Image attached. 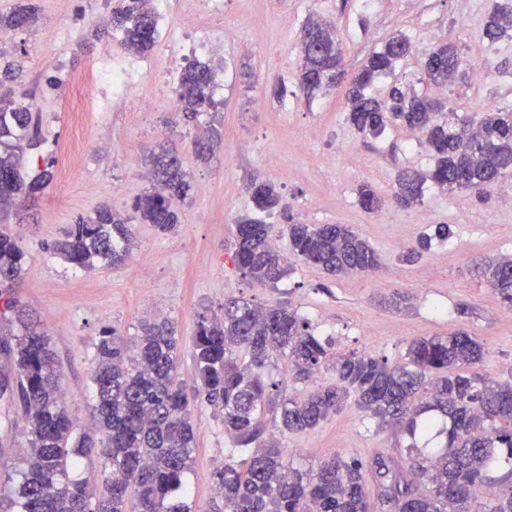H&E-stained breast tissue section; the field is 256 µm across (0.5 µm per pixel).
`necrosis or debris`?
<instances>
[{
    "label": "necrosis or debris",
    "instance_id": "obj_1",
    "mask_svg": "<svg viewBox=\"0 0 512 512\" xmlns=\"http://www.w3.org/2000/svg\"><path fill=\"white\" fill-rule=\"evenodd\" d=\"M182 5L185 12L196 16L195 25L178 22L167 0H151L158 38L174 50L167 66H158L148 58L128 56L115 48L80 75L62 72L61 80L69 92L63 109L69 112L73 126H82L88 112L106 116L129 108L137 112L155 111L159 100L145 91L148 75L157 74L166 87H173L179 82L187 58L197 52L214 51L224 40L232 38L233 28L216 32L206 24L207 19L223 14L224 0H182Z\"/></svg>",
    "mask_w": 512,
    "mask_h": 512
}]
</instances>
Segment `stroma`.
I'll return each mask as SVG.
<instances>
[{"label": "stroma", "mask_w": 512, "mask_h": 512, "mask_svg": "<svg viewBox=\"0 0 512 512\" xmlns=\"http://www.w3.org/2000/svg\"><path fill=\"white\" fill-rule=\"evenodd\" d=\"M76 0H35L37 23L17 31L13 58L26 74L16 94L42 102L41 140L26 149L22 166L33 177L56 160L55 147L74 135L67 113L59 109L63 85L49 87L53 65L64 60L81 73L112 47L111 11L88 7L76 11ZM493 0H376L361 9L358 0H224V22L237 38L209 56L224 77V94L198 122L186 121L179 108L114 112L107 119L90 116L85 123L81 171L70 180L54 176L40 194L9 217L27 250V265L17 290L20 306L42 324L62 374V391L78 431L92 425L90 377L94 345L102 332L116 329L133 343L143 321L163 315L180 339L178 376L187 389L198 383L191 348L198 313L221 312L224 301L242 297L257 303L289 302L315 334L331 335L341 352L363 351L392 362L403 361L409 342L420 336L463 329L485 347L474 372L495 379L512 371V308L502 304L481 275L482 263L512 255V208L500 197L512 194V178L497 182L487 198L467 190L424 187L419 209L391 205L401 168L429 170L434 159L416 147L415 132L403 125L387 127L376 138L359 135L346 121L344 89L278 97L277 81L293 83L301 66L300 30L312 16L332 21L344 54L347 75H355L368 54L396 32L407 35L413 56L396 70L400 87L427 92L420 80L424 54L450 40L463 59L464 76L449 85L444 101L461 114L481 112L486 101L512 107V41L488 42L483 35ZM78 12L75 38L66 44L47 42L43 34L60 15ZM493 61L492 73L477 81L473 68L481 58ZM223 134L220 149L200 160L193 140L203 126ZM174 148L190 174L191 191L175 201L180 224L162 233L135 219L134 200L151 187L144 178L158 144ZM137 155L136 163L123 159ZM274 181L284 213L270 222L273 240L287 250L290 224H345L365 238L381 257V268L337 280L296 257L277 284L261 285L240 275L231 261L236 221L254 216L244 186ZM369 185L387 205L381 214L364 211L360 185ZM103 205L129 216L133 231L131 257L119 268L84 270L48 253L46 243L60 237L80 218ZM446 224L448 241L433 243L415 262L400 259L403 245ZM208 274L199 277L198 266ZM151 290H144L143 282ZM407 303L394 305L393 293ZM197 430L192 471L187 476L193 512H224L213 471L223 466L230 440L222 417L207 404H194ZM264 439L287 449V459L303 471L337 455L371 461L398 457L401 435L377 430L374 420L354 405L304 433L270 425ZM28 454L26 423L10 395L0 393V492L11 493L13 477Z\"/></svg>", "instance_id": "obj_1"}]
</instances>
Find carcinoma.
<instances>
[{
  "mask_svg": "<svg viewBox=\"0 0 512 512\" xmlns=\"http://www.w3.org/2000/svg\"><path fill=\"white\" fill-rule=\"evenodd\" d=\"M37 20L35 8L19 5L0 14V29L24 30ZM112 29L121 48L149 54L157 43L152 15L139 0H123L112 12ZM512 31V0H494L485 36L497 42ZM302 64L297 89L306 98L342 84L345 71L336 28L309 18L300 32ZM412 52L399 32L364 61L344 94L346 121L365 136H378L391 119L417 131L435 158L428 172H398L393 201L410 208L422 200L430 181L448 191L471 190L482 196L500 179L512 176V109L496 108L479 118H458L425 95L391 88L388 99L370 94L375 79L391 75ZM461 59L456 45L442 42L426 52L423 81L440 88L452 83ZM16 61L0 57V86L20 79ZM213 70L195 62L181 73L177 88L184 116L197 121L205 105ZM41 128L31 104L10 91L0 95V221L35 197L50 180L48 163L31 180L21 171L23 145L36 146ZM204 157L220 146L219 131L209 127L195 140ZM152 189L137 197L134 210L144 224L162 232L179 223L171 200L191 190L177 153L163 150L150 162ZM256 210L271 215L281 206L275 185L250 186ZM368 213L384 201L368 186L359 188ZM129 218L108 207L70 226L46 250L68 263L93 269L103 262L126 265L131 246ZM272 225L242 218L235 224L234 266L245 277L275 284L287 273L288 259L276 249ZM289 249L327 275L345 278L376 271L377 252L345 224H288ZM451 230L436 227L408 246L401 261H416L432 239L448 240ZM26 250L21 237L0 231V321L11 313L10 329L0 333V351L14 361L18 390L13 400L29 428V453L21 481L0 512H192L183 488L196 447L189 397L177 379L178 341L166 320L145 323L134 357L115 331L95 345L91 375L92 428L74 435V421L61 391V373L50 341L36 321L19 307L15 288L23 279ZM487 283L512 307V255L484 268ZM336 340L311 331L307 319L286 302L257 305L241 298L224 300L222 315L200 313L192 358L201 381L197 395L222 414L224 466L213 472L224 498V512H366L365 471L373 473L387 512H512V381L486 378L470 370L481 361L483 345L458 329L412 340L405 362L334 350ZM283 361L287 372L308 380L323 369L335 382L297 400L284 383L267 375ZM353 399L379 428L408 436L406 459L396 463L375 457L370 465L356 457H333L304 473L285 460L283 449L259 439L265 420L290 432H304L339 413ZM96 456L110 473L96 494L84 481L69 479L80 458Z\"/></svg>",
  "mask_w": 512,
  "mask_h": 512,
  "instance_id": "1",
  "label": "carcinoma"
}]
</instances>
